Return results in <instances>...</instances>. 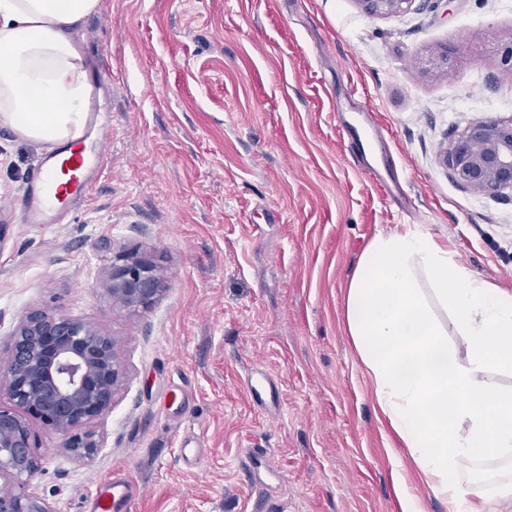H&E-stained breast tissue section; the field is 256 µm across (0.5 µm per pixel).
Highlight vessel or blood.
Here are the masks:
<instances>
[{"label": "vessel or blood", "mask_w": 512, "mask_h": 512, "mask_svg": "<svg viewBox=\"0 0 512 512\" xmlns=\"http://www.w3.org/2000/svg\"><path fill=\"white\" fill-rule=\"evenodd\" d=\"M111 129L91 102L80 136L69 146L44 153L34 167L22 199L27 224H58L84 199L108 168ZM133 496L129 482L108 474L99 478L87 500V512H125Z\"/></svg>", "instance_id": "1"}]
</instances>
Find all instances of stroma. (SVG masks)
I'll list each match as a JSON object with an SVG mask.
<instances>
[{"label":"stroma","instance_id":"1","mask_svg":"<svg viewBox=\"0 0 512 512\" xmlns=\"http://www.w3.org/2000/svg\"><path fill=\"white\" fill-rule=\"evenodd\" d=\"M77 33L86 59L109 53V170L66 223H21L42 147L0 126V357L42 309L119 340L128 379L93 461L38 430L32 489L85 512L115 472L138 488L129 512H402L393 469L413 463L345 294L371 242L411 221L512 289V193H472L438 160L470 123L512 120V0L384 17L357 0H100ZM439 48L448 74L422 72ZM368 104L376 177L342 129ZM116 247L157 255L150 309L105 292ZM255 364L277 405L244 387Z\"/></svg>","mask_w":512,"mask_h":512}]
</instances>
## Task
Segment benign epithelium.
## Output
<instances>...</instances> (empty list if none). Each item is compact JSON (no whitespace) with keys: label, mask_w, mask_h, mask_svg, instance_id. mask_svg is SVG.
I'll return each instance as SVG.
<instances>
[{"label":"benign epithelium","mask_w":512,"mask_h":512,"mask_svg":"<svg viewBox=\"0 0 512 512\" xmlns=\"http://www.w3.org/2000/svg\"><path fill=\"white\" fill-rule=\"evenodd\" d=\"M370 16L411 9L416 0H357ZM426 72H448V54L421 61ZM461 187L477 194L512 190V122L476 121L439 153ZM103 285L112 303L146 310L162 292L159 266L147 252H112ZM6 361L0 360V512H55L29 489L38 468L36 429L63 437L61 450L80 462L94 460L103 438L92 423L114 404L126 374L118 340L80 319L29 311L9 334Z\"/></svg>","instance_id":"benign-epithelium-1"}]
</instances>
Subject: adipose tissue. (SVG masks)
<instances>
[{
    "label": "adipose tissue",
    "instance_id": "adipose-tissue-1",
    "mask_svg": "<svg viewBox=\"0 0 512 512\" xmlns=\"http://www.w3.org/2000/svg\"><path fill=\"white\" fill-rule=\"evenodd\" d=\"M99 0H0V123L47 149L77 137L89 92L71 31ZM449 314L461 349L448 345ZM348 332L376 404L424 483L453 512L512 506V475L464 485L473 464L512 462V292L461 267L429 234L375 238L347 291Z\"/></svg>",
    "mask_w": 512,
    "mask_h": 512
}]
</instances>
